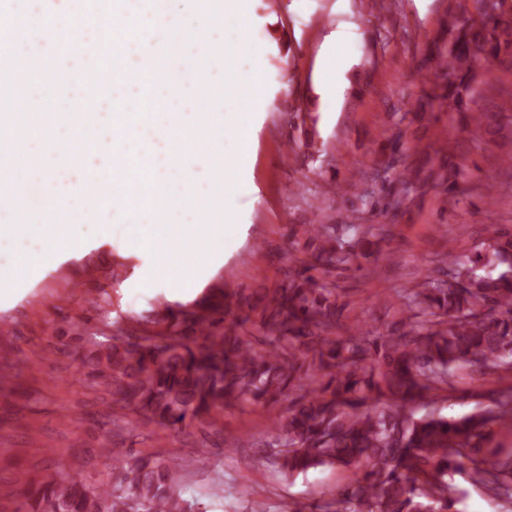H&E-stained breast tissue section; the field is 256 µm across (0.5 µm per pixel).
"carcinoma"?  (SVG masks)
Here are the masks:
<instances>
[{
    "label": "carcinoma",
    "instance_id": "carcinoma-1",
    "mask_svg": "<svg viewBox=\"0 0 512 512\" xmlns=\"http://www.w3.org/2000/svg\"><path fill=\"white\" fill-rule=\"evenodd\" d=\"M476 4L478 19L437 55L451 109L475 80L476 65L512 44V17L501 13L500 0ZM440 185L455 196L465 192L457 169ZM415 187L409 168L385 174L381 196L358 195L359 212L382 223L302 225V238L284 250L281 286L249 296L222 290V302L208 292L178 310L166 305L151 334L115 336L86 356L84 375L112 397V407L167 428L210 424L226 408L273 410L288 402L275 424L274 464L283 479L318 467L358 471L337 497L322 505L295 501L292 512H459L448 475L463 468L512 510V455L482 454L498 427H512V388L458 417L416 409L462 368L512 372V232L494 231L471 255L448 248L441 274L399 295L395 325L336 334L352 304L336 273L391 260L379 242L394 236ZM100 452L121 465L95 481L62 465L41 482L22 475L28 512H197L172 459L128 448Z\"/></svg>",
    "mask_w": 512,
    "mask_h": 512
}]
</instances>
